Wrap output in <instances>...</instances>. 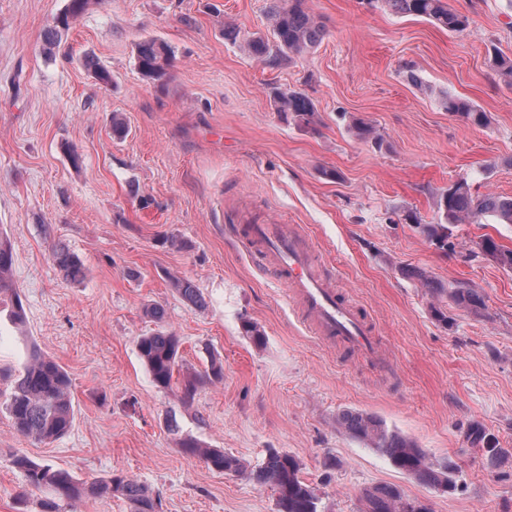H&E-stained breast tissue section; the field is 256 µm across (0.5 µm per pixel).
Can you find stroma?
Listing matches in <instances>:
<instances>
[{
    "label": "stroma",
    "instance_id": "stroma-1",
    "mask_svg": "<svg viewBox=\"0 0 512 512\" xmlns=\"http://www.w3.org/2000/svg\"><path fill=\"white\" fill-rule=\"evenodd\" d=\"M271 2L92 0L47 56L43 32L69 0H0V232L26 312L21 329L0 316V391L33 344L68 372L74 411L50 443L18 435L0 412V512H16L24 487L16 453L83 481L128 476L159 512H275L271 490L185 455L182 438L255 465L271 448L294 455L321 512H361L362 491L377 485L430 512H512V269L480 248L489 236L512 249V224L455 225L453 254L424 230L456 180L512 196V83L492 64L512 58V0H448L469 18L460 33L364 0H309L322 40L266 67L241 41L270 32ZM228 20L237 37L225 35ZM149 37L176 50L161 86L135 63ZM88 57L110 84L86 69ZM275 87L304 92L314 123L275 112ZM446 92L488 124L446 112ZM116 112L123 139L112 134ZM359 120L382 145L356 135ZM272 222L304 233L316 268L376 328L382 364L301 326L286 285L231 234ZM59 242L84 264L82 281L57 267ZM414 269L441 291L421 287ZM173 275L199 288L202 307L171 288ZM456 288L478 291L483 310L459 307ZM154 304L162 322L144 313ZM246 319L263 346L243 335ZM160 328L181 338L169 391L138 355L140 337ZM216 358L223 381L197 382L183 398L184 376ZM346 409L447 463L452 488H429L349 437L336 423ZM475 424L495 456L469 443Z\"/></svg>",
    "mask_w": 512,
    "mask_h": 512
}]
</instances>
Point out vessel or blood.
Wrapping results in <instances>:
<instances>
[{
    "label": "vessel or blood",
    "mask_w": 512,
    "mask_h": 512,
    "mask_svg": "<svg viewBox=\"0 0 512 512\" xmlns=\"http://www.w3.org/2000/svg\"><path fill=\"white\" fill-rule=\"evenodd\" d=\"M248 240L287 283L290 302L316 335L361 356H378L373 326L354 305L338 298L330 281L315 270L308 245L296 227L258 224Z\"/></svg>",
    "instance_id": "b4317fda"
}]
</instances>
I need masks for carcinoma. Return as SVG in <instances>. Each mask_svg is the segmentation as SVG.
<instances>
[{
	"instance_id": "1",
	"label": "carcinoma",
	"mask_w": 512,
	"mask_h": 512,
	"mask_svg": "<svg viewBox=\"0 0 512 512\" xmlns=\"http://www.w3.org/2000/svg\"><path fill=\"white\" fill-rule=\"evenodd\" d=\"M373 2L394 14L426 20L450 32L464 30L469 22L466 15L449 8L447 0H367L369 4ZM89 5L90 0H70L68 13L45 29V45L52 46L59 29L67 28L69 18L78 16ZM271 20L272 33L254 35L245 41L248 54L265 65H274L285 55L310 51L324 33L308 0H277ZM175 58V48L160 38H146L136 45L138 70L153 82L167 80ZM273 101L275 111L283 117L291 115L305 125L314 122L316 112L305 93L279 90L274 92ZM441 105L448 113L461 116L476 126L483 127L489 122L487 113L460 97L446 94ZM437 207L440 222L427 225L426 231L434 244L451 252L455 251V245L449 241L450 224L476 223L485 214L512 224V197L475 194L464 179L442 191ZM480 247L496 263L512 269L511 249L502 248L490 237L483 238ZM53 256L67 277L74 281L84 278L83 264L67 246H56ZM13 262L12 244L0 233V311L7 310L9 318L21 324L25 311L10 281ZM171 286L189 304L202 305L199 289L190 280L176 278L171 280ZM452 296L457 305L470 311L476 312L483 306L481 294L471 288H457ZM180 347V338L169 331L157 330L140 337L139 355L156 387L172 388ZM70 387L69 376L63 367L32 346L26 362L12 380L6 400L0 403V409L5 411L12 428L20 435L38 442H50L66 434L71 427ZM338 422L349 436L370 444L403 474L438 490L446 491L450 487L448 465L432 463L412 440L388 428L378 417L345 410ZM178 445L183 453L203 460L213 470L244 473L259 486L270 489L275 495L276 512H320L315 488L301 478L299 461L287 452L271 449L261 464L249 467L221 448H206L192 439H181ZM12 464L22 473L26 486L17 498L24 500L30 491L43 493L40 512H64L66 505L103 496L124 499L131 512H155L150 490L122 474L87 482L76 480L63 468L48 462H35L22 454L14 455ZM362 502L363 512H409L410 500L394 486L369 488L363 492Z\"/></svg>"
}]
</instances>
